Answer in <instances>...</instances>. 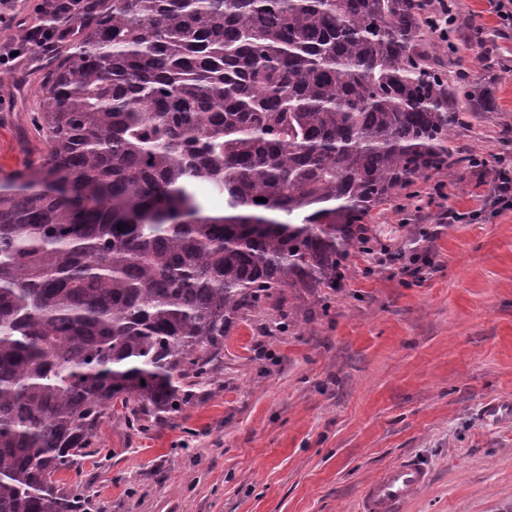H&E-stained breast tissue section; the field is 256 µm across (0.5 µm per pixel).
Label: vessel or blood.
Returning <instances> with one entry per match:
<instances>
[{"mask_svg":"<svg viewBox=\"0 0 512 512\" xmlns=\"http://www.w3.org/2000/svg\"><path fill=\"white\" fill-rule=\"evenodd\" d=\"M427 468L413 459H404L384 469L363 488L358 512H403L405 505L428 482Z\"/></svg>","mask_w":512,"mask_h":512,"instance_id":"1","label":"vessel or blood"}]
</instances>
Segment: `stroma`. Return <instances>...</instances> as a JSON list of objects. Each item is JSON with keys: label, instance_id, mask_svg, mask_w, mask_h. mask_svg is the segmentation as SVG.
Listing matches in <instances>:
<instances>
[{"label": "stroma", "instance_id": "stroma-1", "mask_svg": "<svg viewBox=\"0 0 512 512\" xmlns=\"http://www.w3.org/2000/svg\"><path fill=\"white\" fill-rule=\"evenodd\" d=\"M459 24L481 40L434 65L495 99L451 132L484 171L451 165L386 205L344 288L295 308L301 331L274 305L242 315L177 417L103 425L96 456L59 474L92 512H357L407 456L433 477L405 512H512V208L486 204L512 128V30L489 0H460ZM39 83L37 62L0 68V180L46 150ZM448 210L475 219L438 223ZM413 260L420 275L400 273Z\"/></svg>", "mask_w": 512, "mask_h": 512}]
</instances>
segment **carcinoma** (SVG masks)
Wrapping results in <instances>:
<instances>
[{
    "label": "carcinoma",
    "mask_w": 512,
    "mask_h": 512,
    "mask_svg": "<svg viewBox=\"0 0 512 512\" xmlns=\"http://www.w3.org/2000/svg\"><path fill=\"white\" fill-rule=\"evenodd\" d=\"M43 25L67 31L38 51L47 151L0 187V512H90L57 473L100 425L179 414L242 312L344 287L474 98L427 63L416 0H86Z\"/></svg>",
    "instance_id": "cac0c4a2"
}]
</instances>
